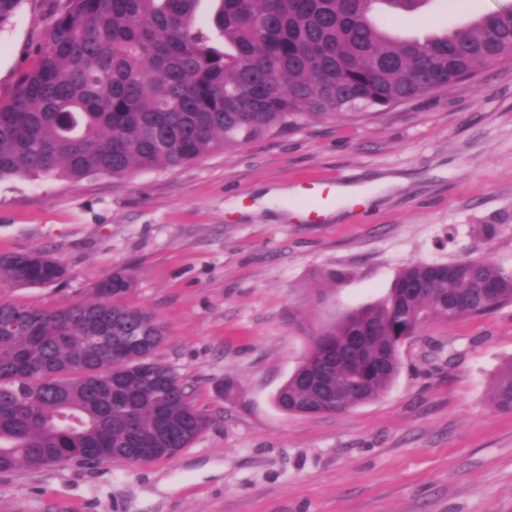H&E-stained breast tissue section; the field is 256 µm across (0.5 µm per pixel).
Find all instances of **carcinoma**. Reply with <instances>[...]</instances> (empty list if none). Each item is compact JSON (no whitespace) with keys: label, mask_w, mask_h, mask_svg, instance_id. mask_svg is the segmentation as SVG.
<instances>
[{"label":"carcinoma","mask_w":512,"mask_h":512,"mask_svg":"<svg viewBox=\"0 0 512 512\" xmlns=\"http://www.w3.org/2000/svg\"><path fill=\"white\" fill-rule=\"evenodd\" d=\"M63 0L34 66L0 101V180L124 178L176 168L310 118L379 115L406 99L512 60V33L488 35L512 8L421 38L390 33L391 15L431 0ZM46 249L0 255V279L63 284ZM134 278L116 269L87 300L62 308L0 301V472L103 462L125 448L152 459L191 445L210 425L174 370L151 358L165 336L148 310L122 301ZM512 304V273L486 259L402 268L385 296L322 326L274 395L280 410L326 414L306 374L325 344L367 336L357 385L328 367L333 411L372 402L394 384L401 343L431 320L453 323ZM110 336L108 345L90 342ZM512 412V361L488 394Z\"/></svg>","instance_id":"cac0c4a2"}]
</instances>
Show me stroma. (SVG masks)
Masks as SVG:
<instances>
[{
  "mask_svg": "<svg viewBox=\"0 0 512 512\" xmlns=\"http://www.w3.org/2000/svg\"><path fill=\"white\" fill-rule=\"evenodd\" d=\"M510 4L435 0L398 27L447 29ZM57 7L21 0L0 26V100ZM311 183L332 196L320 224L300 218ZM34 248L65 262L67 281L0 282V300L65 307L129 268L126 303L165 330L154 359L213 419L143 465L0 472V512H512V413L487 402L512 361V305L426 323L371 403L315 416L273 403L309 334L382 297L403 267L484 258L512 273V60L373 118L310 119L174 170L2 180L0 254ZM332 268L349 279L321 288Z\"/></svg>",
  "mask_w": 512,
  "mask_h": 512,
  "instance_id": "obj_1",
  "label": "stroma"
}]
</instances>
